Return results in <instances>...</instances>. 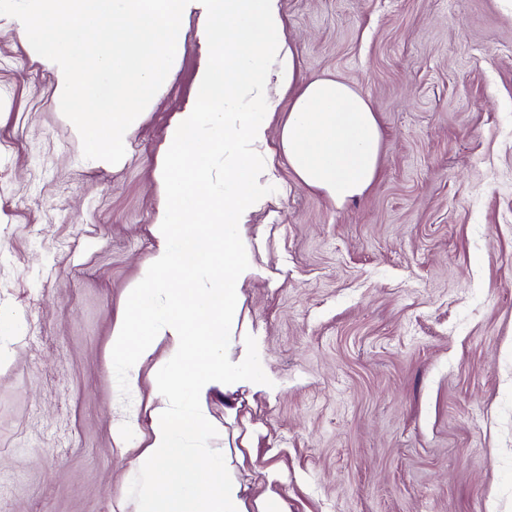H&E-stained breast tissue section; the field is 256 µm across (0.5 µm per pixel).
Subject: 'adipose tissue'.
Segmentation results:
<instances>
[{"mask_svg":"<svg viewBox=\"0 0 512 512\" xmlns=\"http://www.w3.org/2000/svg\"><path fill=\"white\" fill-rule=\"evenodd\" d=\"M13 20L52 72L59 104L100 164L123 161L126 137L185 49L184 20L200 4L206 57L197 100L177 115L156 177L167 201L150 228L156 242L141 288L112 330V356L136 385L141 365L161 353L159 405L136 464L144 475L140 512H287L274 490L246 508L225 457L201 446L205 405L216 387L273 393L259 375L260 339L239 323L242 289L265 278L246 240L250 215L266 200L260 152L275 110L269 84L295 90L279 141L296 176L336 205L376 180L382 132L371 101L334 78L296 88L294 51L279 0H28ZM68 19L52 32L36 16ZM224 159V190L211 189L212 157Z\"/></svg>","mask_w":512,"mask_h":512,"instance_id":"adipose-tissue-1","label":"adipose tissue"}]
</instances>
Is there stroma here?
Listing matches in <instances>:
<instances>
[{"mask_svg": "<svg viewBox=\"0 0 512 512\" xmlns=\"http://www.w3.org/2000/svg\"><path fill=\"white\" fill-rule=\"evenodd\" d=\"M0 0V512H138L159 356L128 388L112 328L142 284L166 131L195 102L198 13L119 166L99 165ZM298 83L371 100L379 175L343 206L279 151L243 290L274 393L213 389L208 448L245 503L512 512V0H280ZM266 482L268 486L267 492L254 501V512H288L285 502L279 494L272 489L273 482L284 481V477L279 473L266 474Z\"/></svg>", "mask_w": 512, "mask_h": 512, "instance_id": "1", "label": "stroma"}]
</instances>
